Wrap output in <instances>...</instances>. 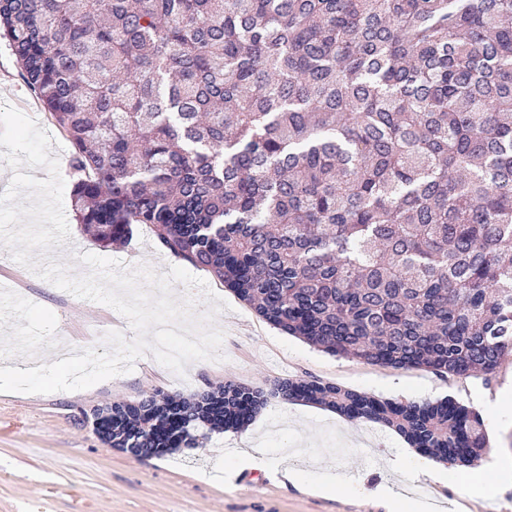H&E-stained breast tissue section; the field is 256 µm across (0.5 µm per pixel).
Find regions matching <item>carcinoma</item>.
I'll return each instance as SVG.
<instances>
[{
	"label": "carcinoma",
	"instance_id": "cac0c4a2",
	"mask_svg": "<svg viewBox=\"0 0 512 512\" xmlns=\"http://www.w3.org/2000/svg\"><path fill=\"white\" fill-rule=\"evenodd\" d=\"M0 41L71 143L80 223L146 224L260 318L334 355L459 379L512 351V0H0ZM469 467L482 415L287 379ZM264 391L150 393L99 435L162 456Z\"/></svg>",
	"mask_w": 512,
	"mask_h": 512
}]
</instances>
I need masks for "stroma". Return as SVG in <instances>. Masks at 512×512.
I'll use <instances>...</instances> for the list:
<instances>
[{"label": "stroma", "instance_id": "obj_1", "mask_svg": "<svg viewBox=\"0 0 512 512\" xmlns=\"http://www.w3.org/2000/svg\"><path fill=\"white\" fill-rule=\"evenodd\" d=\"M6 105L47 132L50 155L57 158L64 181L69 237L52 251H34L36 263L62 256L75 278L89 273L79 259L83 253L117 260L126 270L145 266L159 275L179 265V258L161 249L146 225L136 226L125 243L109 247L84 232L72 203L71 144L0 42V107ZM193 275L205 281L206 290L175 283L171 291L177 300L193 299L199 317L210 309L208 294L226 302L213 320L223 334L222 362L193 361L180 376L142 356L131 371L85 390L0 393V512H387L384 501L370 494L386 481L410 485L414 496L434 497L436 512H478L487 505L493 512H512V483L499 484L496 496L485 500L456 481H406L389 467L405 442L387 427L346 421L319 407L278 399L269 400L247 429L212 433L190 451L142 458L102 443L84 416L112 401L136 400L156 390L189 395L225 380L267 388L282 379L301 378L400 402L452 398L483 416L488 454L512 460V413L496 402L503 387L512 384V353L492 374L467 379L334 357L262 320L206 271L197 269ZM6 331L35 357L64 340L101 354L109 348V332H122L129 340L135 336L128 320L113 308L58 288L17 263L0 244V333ZM256 446L267 451L265 469L243 470L230 485L200 477V470ZM284 460L305 474L322 469L334 473L339 479L335 494L326 498L283 484L277 466Z\"/></svg>", "mask_w": 512, "mask_h": 512}]
</instances>
